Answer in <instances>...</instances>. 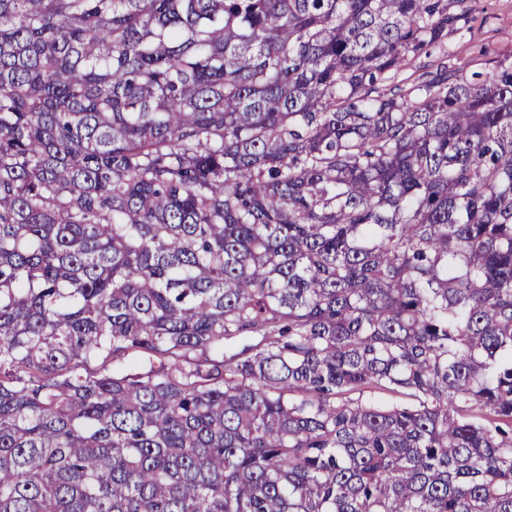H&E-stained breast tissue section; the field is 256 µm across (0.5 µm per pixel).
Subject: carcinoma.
I'll return each mask as SVG.
<instances>
[{
    "mask_svg": "<svg viewBox=\"0 0 512 512\" xmlns=\"http://www.w3.org/2000/svg\"><path fill=\"white\" fill-rule=\"evenodd\" d=\"M463 2L0 0V512H512Z\"/></svg>",
    "mask_w": 512,
    "mask_h": 512,
    "instance_id": "1",
    "label": "carcinoma"
}]
</instances>
